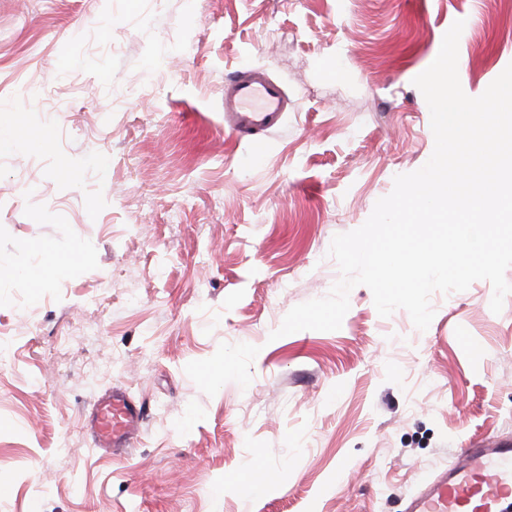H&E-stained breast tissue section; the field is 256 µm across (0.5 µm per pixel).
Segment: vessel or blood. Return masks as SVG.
<instances>
[{
  "mask_svg": "<svg viewBox=\"0 0 512 512\" xmlns=\"http://www.w3.org/2000/svg\"><path fill=\"white\" fill-rule=\"evenodd\" d=\"M288 107L282 86L265 71H237L224 84V127L257 140L276 130ZM142 405L122 393L101 398L91 417L96 447L126 452L140 433ZM409 512H512V444L463 449L448 470L411 501Z\"/></svg>",
  "mask_w": 512,
  "mask_h": 512,
  "instance_id": "vessel-or-blood-1",
  "label": "vessel or blood"
}]
</instances>
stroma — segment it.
Instances as JSON below:
<instances>
[{"mask_svg": "<svg viewBox=\"0 0 512 512\" xmlns=\"http://www.w3.org/2000/svg\"><path fill=\"white\" fill-rule=\"evenodd\" d=\"M458 20L477 97L512 0H0V108L32 134L0 150V512H406L512 440L488 281L423 332L358 286L339 330L269 338L430 158L413 80ZM247 68L291 101L260 153L224 130ZM115 388L145 419L114 457L86 424Z\"/></svg>", "mask_w": 512, "mask_h": 512, "instance_id": "1", "label": "stroma"}]
</instances>
